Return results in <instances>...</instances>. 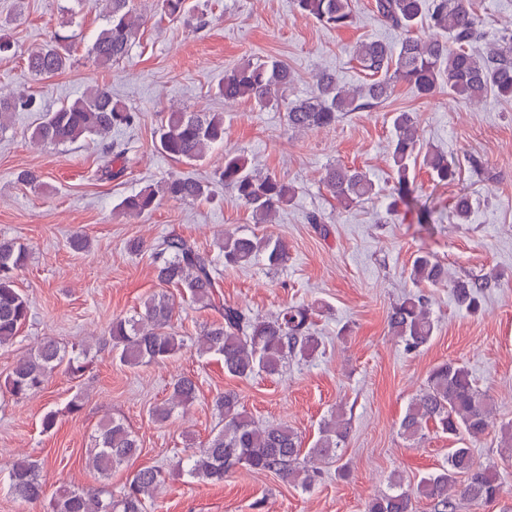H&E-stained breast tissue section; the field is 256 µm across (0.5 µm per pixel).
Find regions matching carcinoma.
<instances>
[{"label":"carcinoma","mask_w":512,"mask_h":512,"mask_svg":"<svg viewBox=\"0 0 512 512\" xmlns=\"http://www.w3.org/2000/svg\"><path fill=\"white\" fill-rule=\"evenodd\" d=\"M104 25L97 32L89 55L100 66H108L128 56L139 39L146 19L133 8L132 0H104ZM296 10L332 29H348L356 24L350 0H294ZM160 14L178 20L189 12L187 0H157ZM374 10L403 38L398 50L370 41L359 44L355 58L374 79L352 95L338 77L323 72L317 78L315 94L307 99L287 101L294 76L276 60H247L224 72L218 93L226 101L248 100L260 107L286 103L288 128L313 131L336 125L348 113L371 107L388 99L392 84L403 82L419 96L433 94L441 81L457 97L476 102L494 93L512 99V36L491 44L480 53L470 46L483 36V19L469 0H375ZM427 21L431 36H418L415 30ZM67 37L55 36V43L29 51L26 65L32 73L52 77L71 64ZM39 104L24 93H0V131L13 113L35 112ZM141 115L113 99L112 92L96 86L71 102L47 114L38 127L36 139L42 143H73L81 138H98L102 143L99 177L114 179L124 174L131 148L112 141V134L139 125ZM395 136L390 160L394 171L391 188L393 211L404 207L416 211L420 224L433 223L432 210L418 204L417 186L410 177V162L421 153L416 120L411 112H396L392 118ZM159 149L177 161H196L205 152L224 143V114L221 112H170L158 127ZM423 163L433 180L448 185L455 181L457 165L438 151H426ZM218 182L251 214L254 223L267 218L295 197L294 186L280 179L255 172L239 156H224ZM322 183L329 194L347 207L374 194L375 184L356 168L329 165ZM210 183L192 177L172 175L161 192L143 189L125 197L121 208L143 217L159 204L158 196L180 201L207 199ZM219 256L227 268L243 267L261 258L277 269L288 260V244L280 237H258L226 232L218 243ZM133 252H151L157 279L164 285L182 289L191 301L214 310L218 317L204 326L193 344L196 354L219 356L224 372L247 379L256 373L280 374L288 358L313 357L322 346L315 335L317 310L309 304L286 305L268 317L254 315L224 302L220 292L217 257L211 251L179 234H170L156 244L142 239L129 244ZM29 247L16 240L0 238V346L14 342L30 319L31 303L15 288L18 272L25 265ZM415 285H446L456 303L470 313L480 310L489 282L486 279H450L448 267L433 255L418 254L410 268ZM174 299L164 290L147 298L131 317L117 316L98 337L99 348H109L119 361L138 368L176 357L185 349L184 339L173 329ZM387 322L408 352L426 346L437 325L428 299L421 293L409 294L395 303ZM90 349L84 345L66 348L44 336L20 357L5 381L16 400L29 399L43 389L55 372L78 378L89 368ZM198 379L183 374L175 379L168 399L154 407L152 417L168 420L175 411L187 414L197 399ZM221 427L204 445L192 449L175 462L178 471L191 479L222 482L237 467L256 473L275 474L305 491L321 477L319 464L341 458L351 423L336 412L324 420L316 439L302 448L297 431L285 423L259 424L240 408L237 395L226 392L214 401ZM491 397L479 389L464 364L450 359L435 366L424 387L410 401L400 423V434L414 444L426 439L429 426L448 435L458 444L448 449L447 465L424 477L412 490L401 479L391 480L388 490L365 504V512H413L412 499L423 497L434 503V512H457L463 501L487 504L503 491L498 472L475 462L473 448L481 442L490 425ZM140 450L137 436L122 421L108 419L86 451L85 466L108 481L112 471L124 468ZM165 481L163 470L144 466L133 471L118 497L103 486H69L50 501L51 512H146V501L153 498ZM9 491L17 499L37 503L44 498L42 468L30 456L18 454L9 467Z\"/></svg>","instance_id":"obj_1"}]
</instances>
